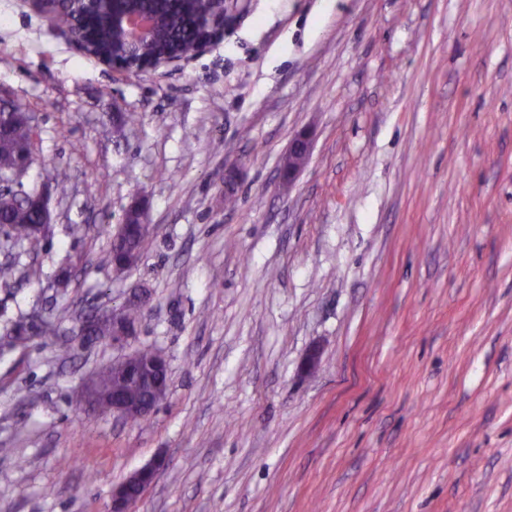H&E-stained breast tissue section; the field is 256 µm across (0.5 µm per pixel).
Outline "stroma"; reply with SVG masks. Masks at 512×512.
Segmentation results:
<instances>
[{
	"mask_svg": "<svg viewBox=\"0 0 512 512\" xmlns=\"http://www.w3.org/2000/svg\"><path fill=\"white\" fill-rule=\"evenodd\" d=\"M0 95L51 190L40 237L0 229V334L52 327L0 349V512H110L157 456L135 512H512V0H224L223 39L141 78L0 0ZM140 291L126 346L85 341ZM144 346L153 412L80 407ZM312 145V136L308 131L299 133L288 149V154L282 162V175L290 183L297 172L302 168L308 157ZM165 459L157 457L128 477L119 482L112 489V510L111 512H129L132 507L142 498L145 491L154 483L159 472L165 467ZM133 487L139 489V494L133 495Z\"/></svg>",
	"mask_w": 512,
	"mask_h": 512,
	"instance_id": "1",
	"label": "stroma"
}]
</instances>
